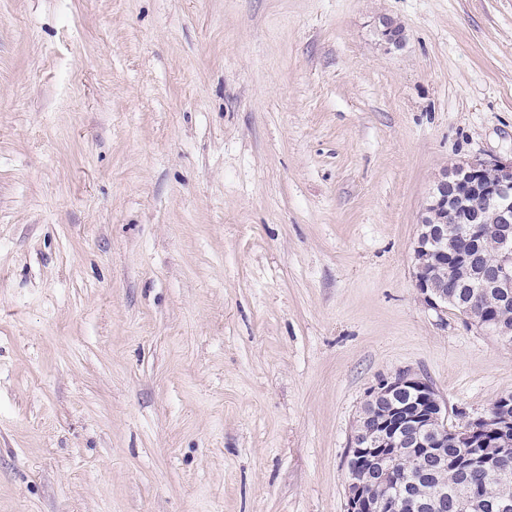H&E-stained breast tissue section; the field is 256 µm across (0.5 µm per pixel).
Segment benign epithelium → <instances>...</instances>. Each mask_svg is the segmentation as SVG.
Instances as JSON below:
<instances>
[{
    "label": "benign epithelium",
    "instance_id": "7a95c632",
    "mask_svg": "<svg viewBox=\"0 0 512 512\" xmlns=\"http://www.w3.org/2000/svg\"><path fill=\"white\" fill-rule=\"evenodd\" d=\"M382 41L399 49L404 39L392 22L378 21ZM468 224L459 240L448 225ZM495 235L494 260L475 271L466 253L472 239ZM415 287L432 309L448 312V289L472 283L478 288H512V157L472 158L447 168L435 179L422 206L413 243ZM448 405L422 376L396 373L368 391L351 436L346 463V512H383L379 486L391 471L390 456L404 454L410 466L420 453L441 459L448 443L468 446L489 432L503 454L512 450V403L496 401L489 411L465 424L447 426ZM448 503L439 492L415 504L420 512Z\"/></svg>",
    "mask_w": 512,
    "mask_h": 512
}]
</instances>
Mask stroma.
<instances>
[{"label": "stroma", "mask_w": 512, "mask_h": 512, "mask_svg": "<svg viewBox=\"0 0 512 512\" xmlns=\"http://www.w3.org/2000/svg\"><path fill=\"white\" fill-rule=\"evenodd\" d=\"M509 156L512 0H0V512H345L380 380L512 393L412 258ZM394 24L399 28L403 33H405L404 26L396 19L390 18ZM396 26L392 24V22L386 18H380L378 21L379 32L382 38V41L385 43L388 49H399L404 44V39L399 30L396 29Z\"/></svg>", "instance_id": "obj_1"}]
</instances>
